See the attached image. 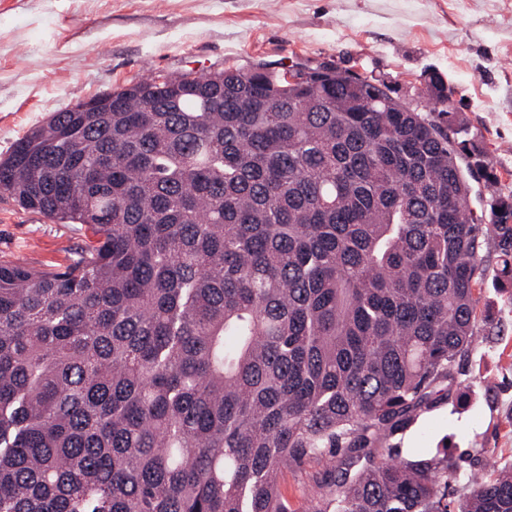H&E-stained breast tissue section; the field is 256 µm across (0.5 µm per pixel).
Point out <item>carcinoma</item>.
Wrapping results in <instances>:
<instances>
[{"mask_svg": "<svg viewBox=\"0 0 512 512\" xmlns=\"http://www.w3.org/2000/svg\"><path fill=\"white\" fill-rule=\"evenodd\" d=\"M304 76L151 75L0 159L1 194L92 235L0 266V512H295L306 462L312 512H512V464L389 444L478 339L455 142L381 80ZM489 211L512 280V198ZM319 467L313 463H305L300 469L289 472L282 481V490L288 501L294 505L297 512H307L310 500L314 497L316 477Z\"/></svg>", "mask_w": 512, "mask_h": 512, "instance_id": "carcinoma-1", "label": "carcinoma"}]
</instances>
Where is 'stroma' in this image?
<instances>
[{
    "mask_svg": "<svg viewBox=\"0 0 512 512\" xmlns=\"http://www.w3.org/2000/svg\"><path fill=\"white\" fill-rule=\"evenodd\" d=\"M330 62L386 80L420 112L428 72L452 90L448 122L470 161L468 208L489 221L512 195V0H0V158L51 113L152 74L263 63L289 71ZM87 232L0 194V266L65 269ZM478 342L454 370L450 401L392 439L400 457L440 443L494 474L512 463V281L498 280L485 234ZM482 451H474V443Z\"/></svg>",
    "mask_w": 512,
    "mask_h": 512,
    "instance_id": "35a3bbf8",
    "label": "stroma"
}]
</instances>
